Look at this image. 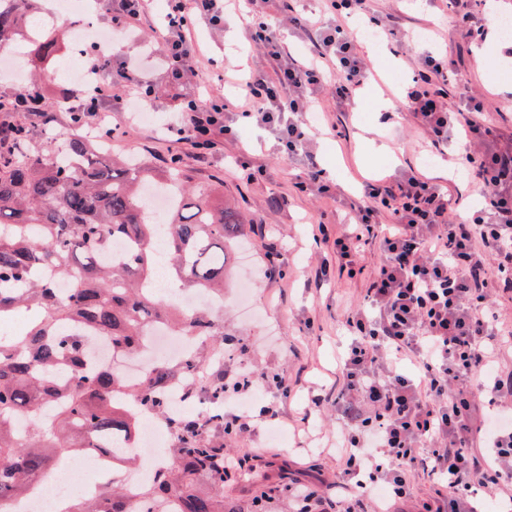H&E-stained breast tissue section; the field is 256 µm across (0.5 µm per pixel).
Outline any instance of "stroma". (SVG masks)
<instances>
[{
    "mask_svg": "<svg viewBox=\"0 0 512 512\" xmlns=\"http://www.w3.org/2000/svg\"><path fill=\"white\" fill-rule=\"evenodd\" d=\"M39 6L42 17L55 23L62 43L60 56L35 66L25 41L16 44L12 54L22 76L38 73L46 84L58 85L64 83L63 71L75 57L71 31L79 19L63 14L52 0H40ZM374 7L382 18L398 14V24L406 30L422 33L428 27H438L439 46L453 60L456 74L448 85L449 95L464 87L480 97L487 106L488 125L499 133L495 147L512 149V42L502 38L495 20L498 14H512V0H493L494 19L475 13V24L483 26L486 34L479 54L471 52L466 28L449 22L443 0H406L401 7L395 0H376ZM193 35L203 57L215 61L211 74L222 73L225 65L241 59L250 68L260 62L237 11H227L219 29L198 23ZM394 54L389 68L370 58L374 79L354 101L337 104L325 87L314 94L307 120L319 125L320 131L310 149L331 188L327 195L301 191L302 159L288 157L273 135L257 126H241L237 136L225 138L211 150L206 162H199L190 145L164 129L178 103L160 68L150 71L155 85L153 122L132 123L125 114L114 115L118 128L112 142L118 150L143 158L158 170L172 153H179L191 183L223 181L225 196L237 199L259 223L257 229L248 231L250 248L232 268L233 276L252 277V317L242 313L235 289H225L221 299L219 312L226 330L241 334L246 345L245 352L227 354L223 373L232 381L247 370L258 382L267 375L284 374L292 392L281 400L258 397L249 411L253 432L228 435L214 427L204 428V436L223 442L246 459L241 478L225 483V498L243 501L254 486L283 478L320 487L335 478L340 466L336 448L339 419L331 400L343 386L341 359L349 342L343 322L348 312L362 305L369 275L381 254L377 245H366L363 274L351 278L334 271L326 281L315 282L314 269L323 261L336 259L331 241L316 239L318 225H326L331 236L350 231L349 205L362 186L377 178L394 179L409 168L447 186L460 209L481 204L458 148L436 152L404 112L406 75L412 60L410 54ZM375 95L388 101L389 120L372 111ZM270 232L279 238L278 253L272 260L267 257L266 235ZM271 261L280 267L281 276H267ZM308 319L313 322L309 330L304 327ZM317 395L329 396V403L315 406L312 399ZM267 407L283 422L287 441L270 438L269 425L262 417Z\"/></svg>",
    "mask_w": 512,
    "mask_h": 512,
    "instance_id": "1",
    "label": "stroma"
}]
</instances>
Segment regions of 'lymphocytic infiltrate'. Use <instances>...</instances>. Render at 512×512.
<instances>
[{
    "label": "lymphocytic infiltrate",
    "mask_w": 512,
    "mask_h": 512,
    "mask_svg": "<svg viewBox=\"0 0 512 512\" xmlns=\"http://www.w3.org/2000/svg\"><path fill=\"white\" fill-rule=\"evenodd\" d=\"M372 0H321L318 10L290 22L312 32L314 51L299 61L285 48L273 25L270 0H168L162 21H155L149 0H106L115 28L155 27L158 51L92 56L90 86L70 94V111L87 117L92 128L107 129V112L91 98L110 99L112 85L127 94L119 111L148 101L154 93L148 60L159 56L174 83L202 75V57L191 35L193 22L218 26L227 9L241 12L249 43L262 48L263 62L237 77L238 95L224 101L212 91L186 98L168 130L206 160L216 141L230 134L224 122L237 113L269 130L289 154H304L301 189L319 187L321 171L313 154L304 153L310 125L301 117L312 105L308 89L330 85L337 102H350L370 82L371 70L345 21L381 30L387 40L414 44L413 35L382 23ZM453 73L446 55L428 47L419 52L404 110L429 136L436 151L452 141L469 145L468 177L483 199L485 217L449 220L454 206L438 184L415 172L393 184L365 183L350 209L353 230L334 241L341 269L355 274L364 238L377 243L375 267L362 306L345 319L351 341L344 353L343 388L336 399L343 422L336 443L341 466L336 485L342 500L319 490L294 493L297 502L314 501L316 512H374L380 500L411 512H486V501L501 487H512V372L503 373L495 357L496 324L485 309L489 298L488 264L498 270L497 285L512 292V152L487 147L493 131L482 103L448 100ZM393 221L380 223L383 210ZM485 396L502 418L481 430L484 459L468 450L476 396ZM435 481L436 496L414 491L416 475Z\"/></svg>",
    "instance_id": "f902f5d3"
}]
</instances>
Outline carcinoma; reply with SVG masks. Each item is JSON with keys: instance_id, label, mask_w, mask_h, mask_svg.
Instances as JSON below:
<instances>
[{"instance_id": "cac0c4a2", "label": "carcinoma", "mask_w": 512, "mask_h": 512, "mask_svg": "<svg viewBox=\"0 0 512 512\" xmlns=\"http://www.w3.org/2000/svg\"><path fill=\"white\" fill-rule=\"evenodd\" d=\"M42 25L33 0H0V50ZM54 38L33 40L39 58L59 55ZM45 109L42 126L57 124L56 92L30 80L0 98V321L27 307L32 316L19 336L0 339V499L23 497L68 456L94 448L115 467L135 468L129 450L139 417L150 414L178 436L175 464L156 469L137 495L114 483L73 498L63 512H138L134 497L156 512L175 499L176 512H272L286 501L288 481L257 487L245 504L224 501V449L203 436L200 418L169 414L168 389L193 378L203 349L186 351L175 366L157 364L137 383L93 361L98 340L112 354L140 353L150 330L161 324L178 336L226 342L224 320L204 311L179 313L146 287L164 269L179 288L212 291L229 285L228 264L246 238V216L224 199L219 184L192 187L179 162L163 174L119 158L108 135H82L77 115L54 147L34 141L24 110ZM171 198L154 214L149 192ZM132 243L124 256L106 261L111 243ZM39 268L71 277L66 296L38 279ZM59 402L55 415L42 408ZM33 423L20 433L15 419Z\"/></svg>"}]
</instances>
